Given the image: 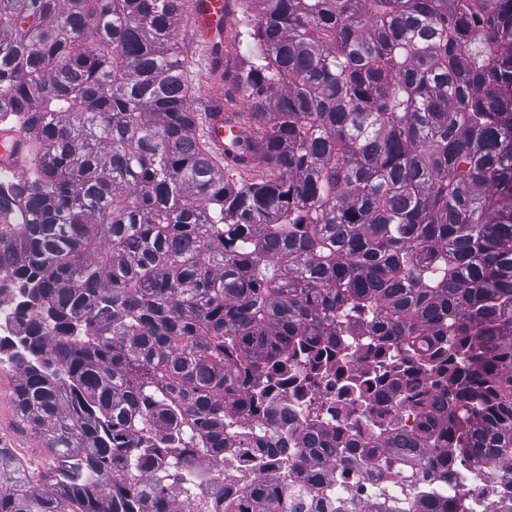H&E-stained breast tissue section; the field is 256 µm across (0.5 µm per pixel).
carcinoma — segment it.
I'll return each mask as SVG.
<instances>
[{
    "label": "carcinoma",
    "instance_id": "carcinoma-1",
    "mask_svg": "<svg viewBox=\"0 0 512 512\" xmlns=\"http://www.w3.org/2000/svg\"><path fill=\"white\" fill-rule=\"evenodd\" d=\"M246 10L238 144L265 174L229 183L179 0H0V117L34 157L0 192V291L27 284L15 406L48 451L34 476L0 448V512H183L192 464L269 441L261 379L301 355L314 380L348 336L376 337L394 395L398 357L450 401L377 440L391 464L512 466V0Z\"/></svg>",
    "mask_w": 512,
    "mask_h": 512
}]
</instances>
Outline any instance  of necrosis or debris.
Wrapping results in <instances>:
<instances>
[{
	"instance_id": "obj_1",
	"label": "necrosis or debris",
	"mask_w": 512,
	"mask_h": 512,
	"mask_svg": "<svg viewBox=\"0 0 512 512\" xmlns=\"http://www.w3.org/2000/svg\"><path fill=\"white\" fill-rule=\"evenodd\" d=\"M379 361L372 344L359 346L354 362L344 370L324 373L317 386L308 387L305 369L293 371L291 380L266 379L267 404L272 408L274 432L266 448H228L223 458L195 466L197 492L188 512H205L216 488L224 500L249 512V492L259 483L279 498L280 512H416L417 500L439 506L454 500L461 512H512V471L482 476L476 469L450 471L447 465L414 463L391 467L383 453L368 455L375 433L363 414L365 404L385 410L399 431L418 432L420 408L401 405L385 384L370 391L351 386V378L377 375ZM322 405L317 417L306 418L309 398ZM348 437L345 462L322 467L297 460V446L305 434Z\"/></svg>"
}]
</instances>
